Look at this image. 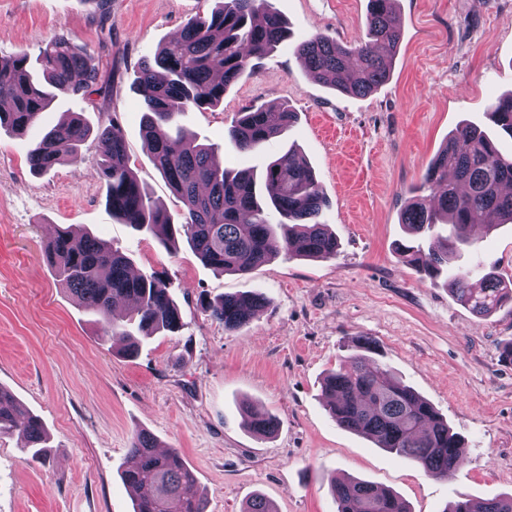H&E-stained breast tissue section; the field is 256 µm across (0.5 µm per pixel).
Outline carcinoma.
Returning <instances> with one entry per match:
<instances>
[{
  "label": "carcinoma",
  "instance_id": "1",
  "mask_svg": "<svg viewBox=\"0 0 512 512\" xmlns=\"http://www.w3.org/2000/svg\"><path fill=\"white\" fill-rule=\"evenodd\" d=\"M393 3L368 0L364 43L342 45L319 33L296 45L312 79L359 96L387 82L401 41ZM286 33L285 22L269 0H219L209 16L187 23L142 65L137 83L143 96V136L156 168L183 202L180 222L151 204L130 167L123 133L111 118L94 131L79 114H72L34 143L31 168L51 170L94 133L109 145L100 174L112 215L164 245H176L182 233L197 256L222 273H247L281 255L336 256V235L320 221L326 197L313 168L297 150L272 160L259 175L252 170L234 172L213 162V148L173 131L178 114L219 105L224 92L248 75L255 61L272 53ZM97 80L85 48L65 35L47 43L34 62L25 53L0 58V102L9 103L8 110L0 108V128L25 132L55 99L72 96ZM489 116L492 131L456 129L401 214V223L413 234L446 226V233L435 232L426 250L403 243L396 247L434 283L448 269L450 256L474 246L473 229L489 231L512 223V192L502 191L512 184V154L500 150L497 137L500 131L512 137V95L496 100ZM296 120L295 112L282 107L278 123L272 124L267 110L253 108L238 114L228 136L240 149L253 150ZM424 190L431 192L434 206H427V197L420 195ZM45 261L60 285L97 316L102 337L124 342L128 356L138 351L140 338L176 333L182 327L181 311L167 284L154 275L132 273L130 259L95 236L62 226L45 249ZM446 285L457 302L480 316L512 300V287L492 270L483 275L479 288L472 287L460 268L447 275ZM121 299L135 304L125 324L112 317V307ZM264 305L256 293L224 294L201 303L227 331L246 326ZM356 348L323 381L330 416L377 447L417 463L430 476L448 475L460 462L461 436L431 403L396 381L374 358L375 341L360 337ZM245 415L248 429L260 437L273 435L279 427L278 419L261 407L249 404ZM15 431L25 438L32 458H40L42 421L0 388V435ZM155 448L151 434L133 432L129 455L135 463L121 478L130 488L149 490L137 498L134 512H207L198 479L181 453L172 448L158 454ZM331 489L336 512H409L399 496L366 481L335 480ZM443 512H512V496L483 501L464 497Z\"/></svg>",
  "mask_w": 512,
  "mask_h": 512
}]
</instances>
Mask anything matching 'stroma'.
<instances>
[{
    "label": "stroma",
    "instance_id": "stroma-1",
    "mask_svg": "<svg viewBox=\"0 0 512 512\" xmlns=\"http://www.w3.org/2000/svg\"><path fill=\"white\" fill-rule=\"evenodd\" d=\"M289 37L215 108H193L176 125L214 148L221 167L261 170L288 147L313 167L328 200L322 220L339 249L330 259L278 257L246 274L205 266L187 244L168 254L148 233L114 217L99 174L105 154L89 138L45 173L28 163L41 130L80 113L111 119L152 202L183 204L154 166L142 130L137 73L186 22L216 0H0V57H37L59 35L84 44L96 86L58 100L36 129L0 131V387L44 423L45 462L21 435L0 437V512H133L120 478L134 430L180 451L208 512H242L263 495L277 512H336L332 479H360L400 496L411 512H443L467 495L512 494V302L488 316L460 305L395 251L408 233L401 211L434 156L462 124L490 127L489 106L512 94V0H397L401 43L387 83L358 96L313 81L295 51L322 33L365 38L368 0H270ZM285 106L296 123L251 153L227 129L237 113ZM72 224L104 239L135 271L166 281L182 329L142 341L128 358L58 284L44 251ZM480 262L512 282V224L475 230ZM253 292L266 303L226 331L200 298ZM427 399L463 438L460 466L436 479L418 464L339 426L322 382L357 337ZM278 418L269 438L252 434L243 405Z\"/></svg>",
    "mask_w": 512,
    "mask_h": 512
}]
</instances>
